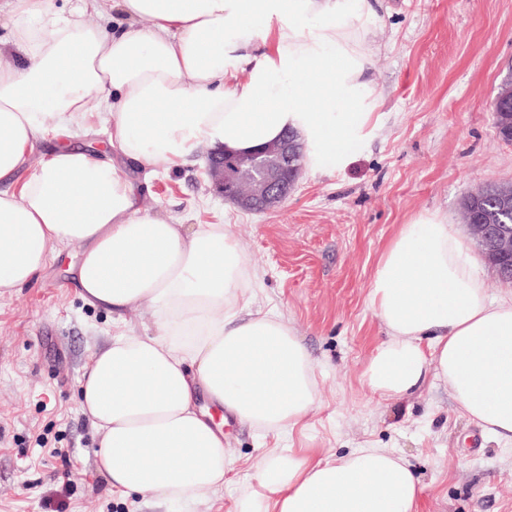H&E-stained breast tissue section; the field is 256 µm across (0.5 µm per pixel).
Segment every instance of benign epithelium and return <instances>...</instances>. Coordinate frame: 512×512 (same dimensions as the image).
Returning <instances> with one entry per match:
<instances>
[{
  "label": "benign epithelium",
  "instance_id": "benign-epithelium-1",
  "mask_svg": "<svg viewBox=\"0 0 512 512\" xmlns=\"http://www.w3.org/2000/svg\"><path fill=\"white\" fill-rule=\"evenodd\" d=\"M502 113L512 111V82L504 83L494 98ZM291 139H282L249 154L216 151L208 159V175L215 193L240 208L269 211L294 190L299 169L293 164ZM467 229L481 255L495 262V273L512 283V225L478 224L470 212Z\"/></svg>",
  "mask_w": 512,
  "mask_h": 512
}]
</instances>
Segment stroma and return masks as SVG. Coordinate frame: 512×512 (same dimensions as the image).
Returning a JSON list of instances; mask_svg holds the SVG:
<instances>
[{
  "label": "stroma",
  "instance_id": "35a3bbf8",
  "mask_svg": "<svg viewBox=\"0 0 512 512\" xmlns=\"http://www.w3.org/2000/svg\"><path fill=\"white\" fill-rule=\"evenodd\" d=\"M370 3L379 122L347 165L302 169L280 208L246 212L211 190L201 146L144 186L141 204L179 223L229 226L260 276L258 306L281 312L324 365L298 447L322 458L355 448L403 456L423 488L420 512H512V445L471 422L449 386L430 375L388 402L360 383L385 338L368 304L372 277L400 226L426 210L462 224L471 193L512 182V144L491 111L512 72V0ZM80 252L64 248L31 285L0 298V512H166L111 492L97 469L80 381L112 316L81 299ZM224 433L232 469L197 512H236L255 485L256 456L277 442L239 422Z\"/></svg>",
  "mask_w": 512,
  "mask_h": 512
}]
</instances>
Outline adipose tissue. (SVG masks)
Masks as SVG:
<instances>
[{
    "label": "adipose tissue",
    "mask_w": 512,
    "mask_h": 512,
    "mask_svg": "<svg viewBox=\"0 0 512 512\" xmlns=\"http://www.w3.org/2000/svg\"><path fill=\"white\" fill-rule=\"evenodd\" d=\"M371 13L368 0H85L70 12L0 0V296L80 246L79 294L116 327L80 400L110 490L185 507L220 491L229 416L278 438L238 512H420L401 456L296 447L320 402V363L289 322L251 311L258 282L227 226L143 209L133 175L171 173L203 144L247 153L288 129L311 169L346 165L376 121ZM92 99L108 161L68 144ZM50 133L59 145L34 160ZM368 300L387 334L362 373L372 394L397 400L434 374L471 421L512 443V293L489 298L456 225L437 212L401 225ZM140 306L154 313L141 335L124 319Z\"/></svg>",
    "instance_id": "1"
}]
</instances>
